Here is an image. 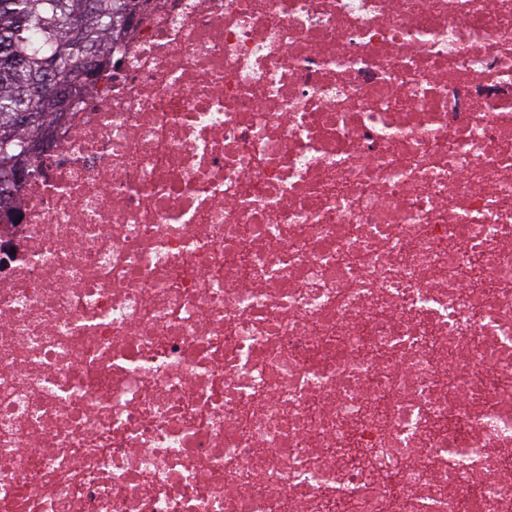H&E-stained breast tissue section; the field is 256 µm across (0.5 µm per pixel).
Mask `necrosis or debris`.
Instances as JSON below:
<instances>
[{
  "label": "necrosis or debris",
  "instance_id": "1",
  "mask_svg": "<svg viewBox=\"0 0 512 512\" xmlns=\"http://www.w3.org/2000/svg\"><path fill=\"white\" fill-rule=\"evenodd\" d=\"M0 216V512H512V0H149Z\"/></svg>",
  "mask_w": 512,
  "mask_h": 512
}]
</instances>
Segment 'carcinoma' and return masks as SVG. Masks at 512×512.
<instances>
[{
	"label": "carcinoma",
	"mask_w": 512,
	"mask_h": 512,
	"mask_svg": "<svg viewBox=\"0 0 512 512\" xmlns=\"http://www.w3.org/2000/svg\"><path fill=\"white\" fill-rule=\"evenodd\" d=\"M146 0H0V211L20 204L10 172L32 164L33 147L57 120L51 84L80 94L77 77L87 59L94 70L112 63V45L124 31L125 12ZM34 117L19 126L14 117Z\"/></svg>",
	"instance_id": "carcinoma-1"
}]
</instances>
